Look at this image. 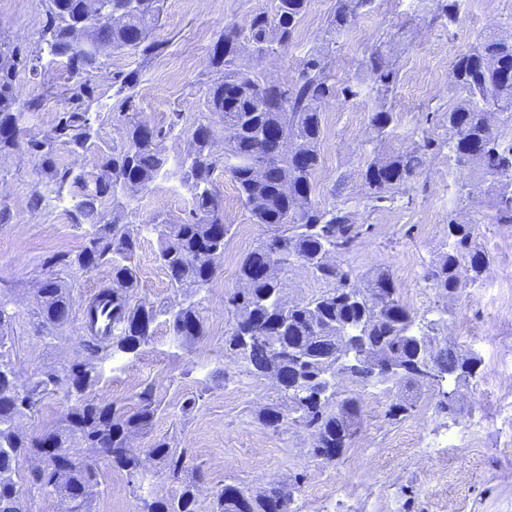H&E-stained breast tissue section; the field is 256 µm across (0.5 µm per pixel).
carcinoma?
I'll return each mask as SVG.
<instances>
[{"instance_id": "1", "label": "carcinoma", "mask_w": 512, "mask_h": 512, "mask_svg": "<svg viewBox=\"0 0 512 512\" xmlns=\"http://www.w3.org/2000/svg\"><path fill=\"white\" fill-rule=\"evenodd\" d=\"M161 0H48L42 37L49 54L64 58L75 77L67 89L72 108L60 113L53 132L41 139H30L27 149L38 156L50 183L61 187L68 182L84 181L80 174L61 169L55 159V145L61 141L75 150L90 151L92 141L90 77L98 69L103 53L138 51L147 56L157 52L150 41L151 31L161 14ZM274 13L259 11L246 26L224 29L215 43L211 67L218 77L205 93L208 112L220 118L224 126V155L215 150V135L208 124L194 129L186 157L180 164V181L190 191V219L181 224H155L159 250L157 260L166 270L171 287L200 290L212 279L211 270L200 253L214 249L213 262L224 256V241L210 238V227L224 223V206L214 190L215 172L222 168L237 186L243 205L254 223L263 224L269 235L248 253L238 270L240 287L227 300L235 324L226 346L232 353L243 355L246 372L262 375L273 362L272 352L291 345L315 346V358L303 372L306 388L299 414L302 426L319 436V448H344L356 429L357 398L347 397L329 410L336 396V383H327L325 375H336V361L342 345L336 340L340 325L360 327L376 347L372 361L354 363L345 370L363 387L379 382L375 362L389 355L409 356L413 350L415 317L396 298V287L390 274L379 270L367 288L360 290L351 281V273L335 265L321 262L325 250L347 249L363 232L348 214L334 208L322 209L307 200L297 205L284 186L302 183L313 189L312 177L320 160L321 115L323 108L336 100V82L320 53L303 63L297 80L275 86L266 83L259 71H246L239 65L244 44H261L269 52L288 46L303 17L307 0H275ZM372 0H338L334 17L324 31L325 40L346 29ZM27 64L10 43L0 40V156L20 149V121L23 112L14 86L19 66ZM366 67L373 81L389 90L397 80L385 56L375 51ZM455 87L462 98L448 110L446 130L448 152L465 177L489 183L488 193L500 224H512V145L503 146L493 131L491 118L500 114L512 123V82L502 73L512 70V34L488 35L472 50L461 54L454 63ZM126 95L122 98L126 135L112 151H98L100 173L94 188L84 192L74 206L77 223L87 224L86 243L74 255L62 254L55 263L66 268L92 270L112 261V281L116 287L102 292L112 308V321L124 324V334L112 338V346L123 353H134L145 343L150 326L159 315L169 317L174 335L193 338L203 332V325L191 296L163 305L130 303L138 287L133 265L138 237L129 225L121 223V213L106 220L103 204L107 199L119 204L128 186L146 189L167 164L160 143L170 129L154 127L146 130L137 118L135 101L139 95L138 79L128 73L122 78ZM274 127L294 149L312 158L307 170L294 167L290 155L264 138V129ZM421 166L418 153L374 158L365 171V181L373 198L406 185ZM448 253L428 271L426 281L447 294L462 287L459 268L467 266L470 282L477 283L488 259L482 253L470 224L448 223ZM301 260L320 279L334 287L319 296L288 309L281 303L280 278L258 280L253 269L273 262L283 270L289 259ZM74 300L51 276L38 291L37 316L46 327H60L69 320ZM269 327L272 338L254 347H245L243 334ZM99 348L69 367L63 374L49 371L25 389L14 385V363L6 339L0 335V512H25L21 491L15 481L20 456L30 452L48 457L47 468L35 474V482L50 495L69 504V512H91L97 486L96 473L81 457L63 455L60 449L79 443L86 448L103 451L118 469L131 476L143 474L142 461L127 446L133 432L149 425L156 412L151 392L142 393V406L127 418L115 415L108 404L87 398L99 384L97 363ZM432 362L448 375L471 372V363L462 360L452 349H435ZM75 396L74 404L60 426L35 440L20 433L19 418L32 410L44 395L60 384ZM281 403L261 411L262 422L270 426L272 419L283 414L284 423L293 422L290 414L294 400L288 390L280 392ZM151 454L167 462L170 476L179 478L182 454L160 440ZM281 498L290 505L292 493L285 487H271L250 495L232 485L224 486L215 501L213 512H266L265 502ZM145 512H197L194 486L187 485L176 498L153 494L144 500Z\"/></svg>"}]
</instances>
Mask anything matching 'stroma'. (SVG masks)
<instances>
[{
	"instance_id": "1",
	"label": "stroma",
	"mask_w": 512,
	"mask_h": 512,
	"mask_svg": "<svg viewBox=\"0 0 512 512\" xmlns=\"http://www.w3.org/2000/svg\"><path fill=\"white\" fill-rule=\"evenodd\" d=\"M275 0H163L151 38L157 55L123 52L101 57L91 78V112L96 143H120L125 134L117 78L137 73L139 117L152 127L168 126L180 113L178 127L162 144L166 172L150 186L125 199L126 222L139 232L135 265L138 286L132 303L156 305L173 300L175 291L157 260L159 241L152 226L179 224L192 208L191 195L177 169L198 124L211 125L216 140L224 130L204 107V93L216 77L209 58L225 25L245 26L259 11H272ZM337 0H308L305 14L287 48L263 58L243 54V69L260 71L278 82L297 79L304 61L322 50L336 81V99L324 109L320 162L312 200L336 207L353 223L364 225L349 250L335 254L357 287L377 268L394 279L397 297L419 327H432L441 345L471 359L466 378L414 385L380 383L362 387L339 379L337 390L358 399V431L342 456L326 462L312 453L307 429L286 424L266 426L258 414L277 403L279 394L266 377L247 373L225 347L234 318L225 298L239 286L244 257L268 235L255 223L235 183L216 172L230 230L224 257L212 282L193 299L203 334L187 340L173 334L165 317L137 354L104 348L101 381L94 399L111 404L126 417L140 406L139 394L151 389L157 411L146 430L133 434L129 447L140 456L147 484L114 468L100 454L80 445L73 453L95 464L98 486L93 512H141L150 492L175 497L186 484L196 486L198 512H211L216 495L232 484L251 493L279 485L293 492L290 512H512V227L496 223L485 185L472 181L461 192L463 176L444 145L445 119L458 97L452 68L459 55L485 36L512 33V0H462L455 21H448L436 0H373L349 28L331 42L322 37ZM47 0H0V39L37 58V68L15 75L20 103L38 102L21 123L22 140L50 132L68 111L71 85L61 59L44 54L42 26ZM381 50L397 72L387 96H379L363 66ZM394 115L391 134H378L371 117ZM426 147L423 165L406 186L387 197H371L367 163L377 155H396ZM47 178L27 149L0 157V210L11 220L0 224V291L12 301L5 326L19 386L41 374L80 360L92 336L83 323L88 300L112 285V266L67 271L62 280L74 299L69 322L54 333L39 326L36 294L50 257L80 249L84 225L74 223L77 188L64 185L31 210L34 193ZM473 225L475 242L489 263L481 283L444 297L424 276L448 250V223ZM282 295L305 302L329 289V282L295 263L280 275ZM451 400H444V393ZM73 400L65 387L46 395L20 420L25 437L56 426ZM408 404L395 415L394 404ZM164 440L184 453L180 479L170 478L164 461L151 448ZM40 465L36 455L19 460L16 480L27 512H64L61 499L33 483Z\"/></svg>"
}]
</instances>
